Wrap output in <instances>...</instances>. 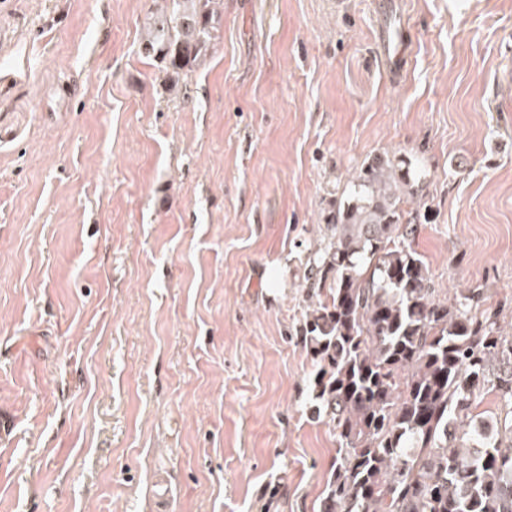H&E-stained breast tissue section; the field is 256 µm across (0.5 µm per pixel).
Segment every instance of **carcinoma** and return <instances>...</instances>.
I'll return each mask as SVG.
<instances>
[{"instance_id": "1", "label": "carcinoma", "mask_w": 512, "mask_h": 512, "mask_svg": "<svg viewBox=\"0 0 512 512\" xmlns=\"http://www.w3.org/2000/svg\"><path fill=\"white\" fill-rule=\"evenodd\" d=\"M223 4L169 0L146 16L139 53L162 65L169 92L206 60ZM429 213L411 162L379 154L307 249L297 333L336 439L320 512H512V330L484 307L486 289L448 299L432 287L414 247Z\"/></svg>"}]
</instances>
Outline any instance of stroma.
<instances>
[{
    "label": "stroma",
    "instance_id": "stroma-1",
    "mask_svg": "<svg viewBox=\"0 0 512 512\" xmlns=\"http://www.w3.org/2000/svg\"><path fill=\"white\" fill-rule=\"evenodd\" d=\"M154 7L0 0V512H319L295 326L352 173L418 159L432 285L512 300V0H224L177 96Z\"/></svg>",
    "mask_w": 512,
    "mask_h": 512
}]
</instances>
